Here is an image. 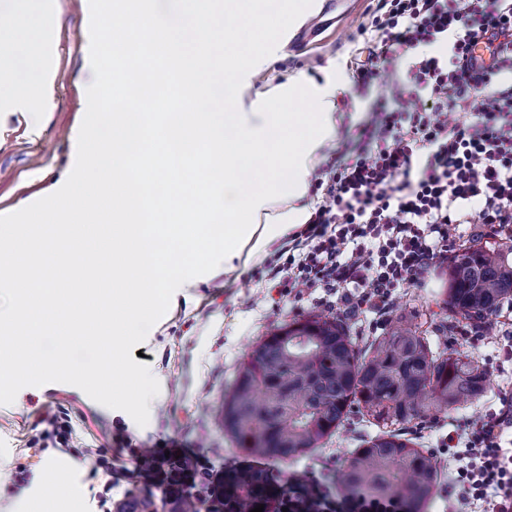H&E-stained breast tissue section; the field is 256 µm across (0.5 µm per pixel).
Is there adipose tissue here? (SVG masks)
<instances>
[{
  "mask_svg": "<svg viewBox=\"0 0 512 512\" xmlns=\"http://www.w3.org/2000/svg\"><path fill=\"white\" fill-rule=\"evenodd\" d=\"M193 3L192 10L180 7L152 21L140 0L115 8L104 2L98 9L101 37L91 49L88 87L99 117L97 149L81 154L66 174L60 201L0 224V242L52 244L55 262L76 269L73 303L58 302L57 288L34 262L0 251V266L13 270L10 287L18 299L0 307L1 353L12 349L15 335L35 340L49 333L70 341L92 336L119 353L135 333V312L162 313L172 290L191 287L201 271L236 272L246 257L262 255L310 218L311 178L336 137L337 86L294 77L277 99L260 95L247 104L242 96L245 79L274 61L282 43L275 39L254 50L240 20L260 27L284 12L293 24L302 18L300 0H223L220 24L207 19L209 0ZM57 16L58 0H39L44 37L38 60L16 50L12 67L0 65V86H9L14 98L41 101L53 84ZM203 40L223 45L222 73L195 55ZM157 45L189 76L185 89L199 97L196 111H157L154 98L170 76L167 67L146 65ZM299 96L309 111H290ZM108 182L122 195L112 207V292L108 301L87 305L85 285L103 269L78 265L93 246L74 218Z\"/></svg>",
  "mask_w": 512,
  "mask_h": 512,
  "instance_id": "adipose-tissue-1",
  "label": "adipose tissue"
}]
</instances>
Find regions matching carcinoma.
<instances>
[{
  "mask_svg": "<svg viewBox=\"0 0 512 512\" xmlns=\"http://www.w3.org/2000/svg\"><path fill=\"white\" fill-rule=\"evenodd\" d=\"M511 254L512 245L480 246L448 259L445 334L455 333L459 317L481 323L512 301ZM487 389L475 358L433 347L408 317L392 320L364 352L345 320L317 314L275 327L240 363L224 400V432L251 455L294 461L332 437L355 404L379 432L351 452L342 489L403 496L419 512L438 487L437 469L397 426L472 404ZM227 484L244 512L284 492L244 473Z\"/></svg>",
  "mask_w": 512,
  "mask_h": 512,
  "instance_id": "carcinoma-1",
  "label": "carcinoma"
}]
</instances>
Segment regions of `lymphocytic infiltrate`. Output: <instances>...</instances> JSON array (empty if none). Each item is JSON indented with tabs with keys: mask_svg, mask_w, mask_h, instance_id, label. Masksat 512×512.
Instances as JSON below:
<instances>
[{
	"mask_svg": "<svg viewBox=\"0 0 512 512\" xmlns=\"http://www.w3.org/2000/svg\"><path fill=\"white\" fill-rule=\"evenodd\" d=\"M373 37L354 72L377 79L401 51L412 58L385 83L358 139L317 169L322 203L296 231L268 279L282 297L318 290L339 296L344 314L387 313L397 288L447 263L465 224L488 237L512 223V0H381ZM486 58H476L475 44ZM422 45L438 46L433 55ZM512 391L479 413L465 438L445 445L468 463L451 479L450 512H512ZM136 474L165 483L185 502L184 479L200 474L207 496L224 486L198 458L157 449L136 453ZM286 512H408L402 497L340 494L295 479L279 497Z\"/></svg>",
	"mask_w": 512,
	"mask_h": 512,
	"instance_id": "obj_1",
	"label": "lymphocytic infiltrate"
}]
</instances>
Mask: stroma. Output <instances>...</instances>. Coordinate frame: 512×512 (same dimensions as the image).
Here are the masks:
<instances>
[{
    "instance_id": "35a3bbf8",
    "label": "stroma",
    "mask_w": 512,
    "mask_h": 512,
    "mask_svg": "<svg viewBox=\"0 0 512 512\" xmlns=\"http://www.w3.org/2000/svg\"><path fill=\"white\" fill-rule=\"evenodd\" d=\"M377 5L378 0H347L339 10L332 0H309L304 18L284 35L278 58L249 76V96L295 75L320 85L338 75L344 88L336 96V137L357 131L379 87L355 90L349 63L371 36ZM35 8V0H0V46L21 42L26 51H36ZM58 10V76L40 139L31 140L27 133L33 113L16 109L9 92L0 93V220L46 202L70 164L73 131L91 128L86 95L91 73L85 58L95 36L90 7L83 0H59ZM307 28L312 38H303ZM274 253L267 248L238 276L214 270L188 289L164 319L147 320L125 345L121 371L106 365L93 343L71 345L66 363L57 364L59 339L42 337L41 362L0 389V512H173L163 483L146 484L137 477L133 455L138 449L174 442L214 468L247 460L221 423L239 364L277 325L326 310L315 295L276 307L265 300L263 267ZM447 286V268L433 269L420 284L398 288L391 311L429 319ZM511 338L512 327L497 323L477 341L435 337L439 348L478 360L491 387L474 404L402 425L404 435L429 451L439 473V488L422 512H448V451L442 437L451 430L467 433L474 413L496 408L501 391L512 389V362L499 359ZM147 374L156 378V386L144 385ZM376 432L358 408H351L321 448L296 461H270V471L280 481L299 475L308 483L340 489L352 450ZM66 458L81 460V468L61 471L60 485L34 484L41 465ZM17 486L30 487V496L15 500L11 490Z\"/></svg>"
}]
</instances>
